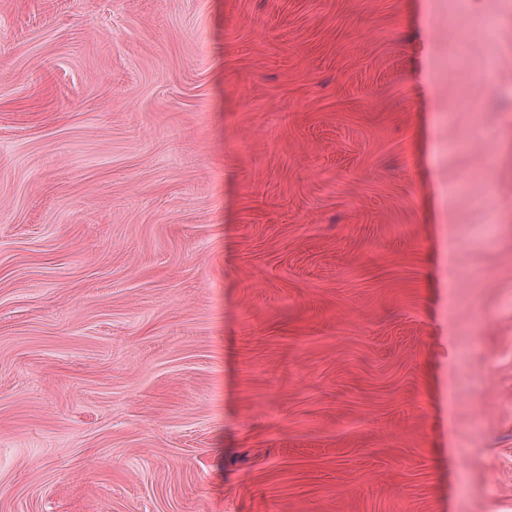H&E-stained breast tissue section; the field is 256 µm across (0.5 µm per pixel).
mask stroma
<instances>
[{
    "instance_id": "35a3bbf8",
    "label": "stroma",
    "mask_w": 512,
    "mask_h": 512,
    "mask_svg": "<svg viewBox=\"0 0 512 512\" xmlns=\"http://www.w3.org/2000/svg\"><path fill=\"white\" fill-rule=\"evenodd\" d=\"M0 512H512V0H0Z\"/></svg>"
}]
</instances>
